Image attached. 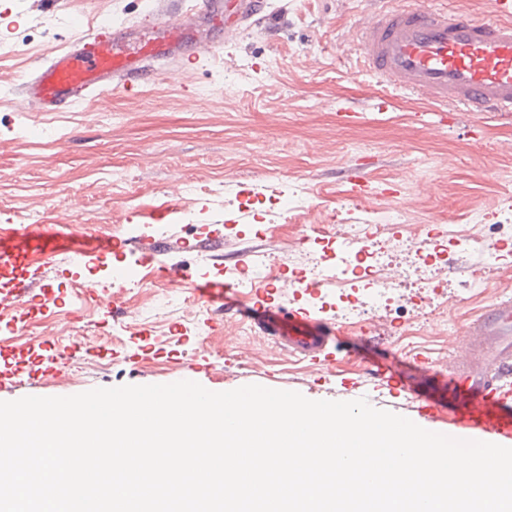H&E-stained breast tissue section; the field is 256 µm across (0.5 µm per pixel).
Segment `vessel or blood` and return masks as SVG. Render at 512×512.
Wrapping results in <instances>:
<instances>
[{
    "label": "vessel or blood",
    "mask_w": 512,
    "mask_h": 512,
    "mask_svg": "<svg viewBox=\"0 0 512 512\" xmlns=\"http://www.w3.org/2000/svg\"><path fill=\"white\" fill-rule=\"evenodd\" d=\"M383 7L358 34L357 48L378 84L421 95L438 112H497L512 117V0H493L492 17L476 18L425 0H382ZM150 21L101 22L52 58L36 62L22 76L18 97L38 112H61L77 104L106 99L115 90L133 91L148 81L156 63L184 57L186 50L216 52L211 30L239 31L252 18L244 0H169L150 8ZM18 231L0 228V268L36 263L38 254L65 256L73 264L104 257L111 245L66 247L47 236L35 250L14 247ZM176 286L190 285L194 296L215 311L236 299L233 284L191 282L178 263L160 267ZM16 297L55 301L48 285L34 287L17 277ZM273 289L254 291L253 304L238 302L237 312L289 351L320 365L334 363L339 349L334 324L319 311L275 304ZM468 349L448 365V396L412 395L418 410L448 431L492 438L512 446V297L499 298L468 329Z\"/></svg>",
    "instance_id": "obj_1"
}]
</instances>
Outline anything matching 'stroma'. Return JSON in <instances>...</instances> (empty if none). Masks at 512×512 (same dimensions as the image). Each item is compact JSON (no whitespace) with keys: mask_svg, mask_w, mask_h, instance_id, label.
<instances>
[{"mask_svg":"<svg viewBox=\"0 0 512 512\" xmlns=\"http://www.w3.org/2000/svg\"><path fill=\"white\" fill-rule=\"evenodd\" d=\"M373 0H261L259 13L221 59L187 56L162 65L136 93L115 92L45 117L19 105V75L84 35L106 15L139 21L142 0H0V226L41 232L74 225L89 245L124 254L130 302L110 316L84 288L88 271L65 262L40 267L65 304L0 314V342L11 348L51 343L60 385L28 381L0 387V401L68 396L96 387L197 382L214 392L248 384L296 391L311 400L367 398L427 430L435 425L407 396L371 375L370 360L395 359L417 393L443 396L448 381L421 375L415 356L437 361L461 345L473 322L501 293L512 294V254L493 251L512 225V122L493 112L437 113L401 92L383 93L362 67L354 35ZM340 112L357 113L340 125ZM367 179L372 197L351 195ZM302 200L292 219L283 205ZM402 215L405 245L386 248L394 291L408 318L385 309L335 315L342 351L316 368L289 353L232 310L207 314L191 289L155 303L156 269L139 265L152 237L126 225L160 226L179 237L194 279L228 282L230 270L265 261L317 280L335 265V243H300L301 227L367 223L372 211ZM485 223H469L473 211ZM224 239V258L198 248ZM447 260L425 267L434 243ZM442 282L440 293L427 280Z\"/></svg>","mask_w":512,"mask_h":512,"instance_id":"obj_1","label":"stroma"}]
</instances>
